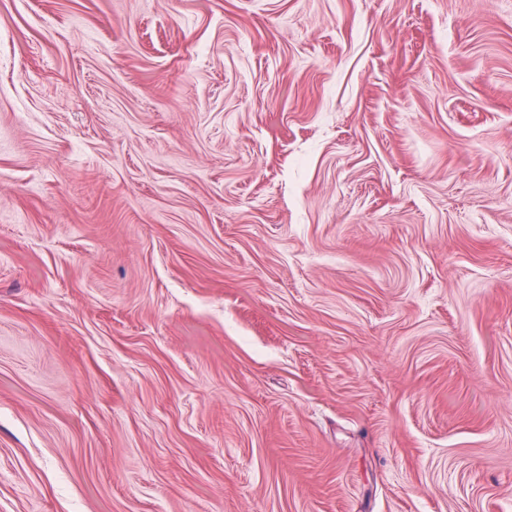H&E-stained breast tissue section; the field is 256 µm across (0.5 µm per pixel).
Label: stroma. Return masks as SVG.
<instances>
[{"mask_svg": "<svg viewBox=\"0 0 512 512\" xmlns=\"http://www.w3.org/2000/svg\"><path fill=\"white\" fill-rule=\"evenodd\" d=\"M0 512H512V0H0Z\"/></svg>", "mask_w": 512, "mask_h": 512, "instance_id": "stroma-1", "label": "stroma"}]
</instances>
